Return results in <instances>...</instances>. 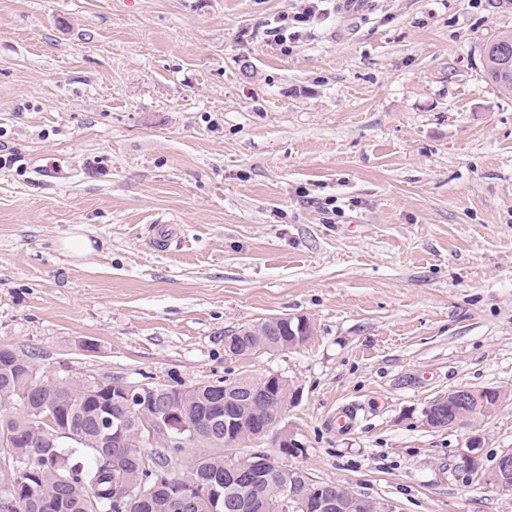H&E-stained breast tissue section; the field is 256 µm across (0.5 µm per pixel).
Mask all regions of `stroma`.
I'll return each mask as SVG.
<instances>
[{"mask_svg": "<svg viewBox=\"0 0 512 512\" xmlns=\"http://www.w3.org/2000/svg\"><path fill=\"white\" fill-rule=\"evenodd\" d=\"M299 5L0 0V344L49 380L276 373L288 466L397 512H512V99L479 60L512 0H359L281 52L266 25ZM283 316L310 339L225 355ZM460 387L504 400L428 426ZM479 448L482 451L483 438L473 436L468 440L466 448L461 451L455 465V472L462 482H469L472 472L476 468L475 462L480 456Z\"/></svg>", "mask_w": 512, "mask_h": 512, "instance_id": "stroma-1", "label": "stroma"}]
</instances>
